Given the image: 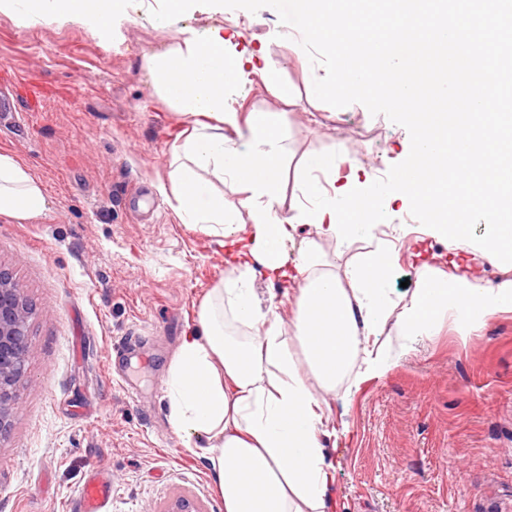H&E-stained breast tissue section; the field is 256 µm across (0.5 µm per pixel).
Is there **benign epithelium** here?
<instances>
[{"mask_svg": "<svg viewBox=\"0 0 512 512\" xmlns=\"http://www.w3.org/2000/svg\"><path fill=\"white\" fill-rule=\"evenodd\" d=\"M31 315L23 289L0 269V434L19 411L18 390L27 374V355L19 344L25 341Z\"/></svg>", "mask_w": 512, "mask_h": 512, "instance_id": "benign-epithelium-1", "label": "benign epithelium"}]
</instances>
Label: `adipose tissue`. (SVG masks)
<instances>
[{
    "label": "adipose tissue",
    "instance_id": "obj_1",
    "mask_svg": "<svg viewBox=\"0 0 512 512\" xmlns=\"http://www.w3.org/2000/svg\"><path fill=\"white\" fill-rule=\"evenodd\" d=\"M0 0V15L18 25L78 24L94 34L119 32L132 13L180 22L178 39L144 63L160 97L189 116L169 161L181 223L212 236L246 234V250L201 305L165 380L170 419L183 446L215 475L224 512H329L331 467L320 444L325 412L319 393L335 392L351 368L377 374L392 361L390 344H371L386 323L403 342L433 335L447 314L478 328L512 311V280L485 285L448 279L430 267L413 292L392 301L386 292L394 249L385 243L352 256L343 268L326 260L320 243L348 248L371 234L377 196L326 190L307 182L283 199L289 154L277 112L240 119L225 105L228 89L249 74L252 57L231 50L220 26L190 25L195 0ZM242 192L225 208L217 181ZM47 208L42 183L12 155L0 153V213L33 221ZM299 243L297 256L288 246ZM293 280V317L283 322L256 302V276ZM301 352L293 354L291 342Z\"/></svg>",
    "mask_w": 512,
    "mask_h": 512
}]
</instances>
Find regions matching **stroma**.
Listing matches in <instances>:
<instances>
[{"label": "stroma", "mask_w": 512, "mask_h": 512, "mask_svg": "<svg viewBox=\"0 0 512 512\" xmlns=\"http://www.w3.org/2000/svg\"><path fill=\"white\" fill-rule=\"evenodd\" d=\"M219 23L238 49L264 46L300 96L285 106L255 73L227 94L241 115L281 113L292 151L284 196L309 151L335 157L340 185L383 178L405 159L409 133L385 115L310 106L309 66L274 9L196 7L197 29ZM122 34L113 50L76 24L22 27L0 15V153L27 165L47 196L38 220L0 214V268L33 309L20 410L0 435V512H66L95 465L112 477L109 512H163L178 495L224 512L213 474L170 422L164 383L228 269L227 248L181 223L160 189L183 119L144 57L176 33L140 17ZM384 209L396 229L391 298L410 295L404 282L425 265L488 285L512 280V263L448 250L402 201ZM325 400L333 512H512V312L471 331L446 318L382 374Z\"/></svg>", "instance_id": "1"}]
</instances>
